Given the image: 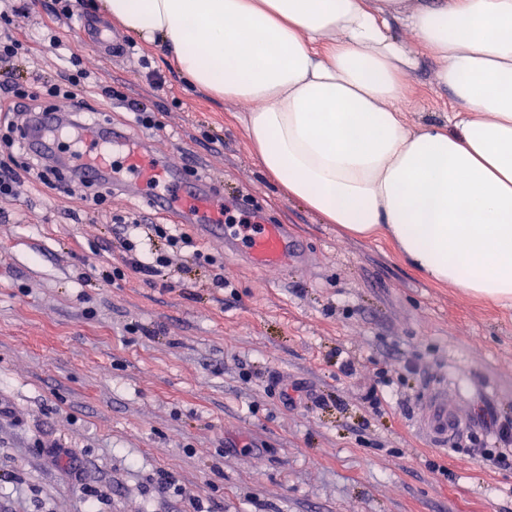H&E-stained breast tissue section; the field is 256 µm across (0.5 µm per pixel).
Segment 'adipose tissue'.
Instances as JSON below:
<instances>
[{"instance_id":"adipose-tissue-1","label":"adipose tissue","mask_w":512,"mask_h":512,"mask_svg":"<svg viewBox=\"0 0 512 512\" xmlns=\"http://www.w3.org/2000/svg\"><path fill=\"white\" fill-rule=\"evenodd\" d=\"M187 86L247 102L260 171L426 279L512 304V0H99ZM404 27L411 41L396 32ZM431 60L448 119L408 127Z\"/></svg>"}]
</instances>
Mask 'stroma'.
Wrapping results in <instances>:
<instances>
[{"mask_svg":"<svg viewBox=\"0 0 512 512\" xmlns=\"http://www.w3.org/2000/svg\"><path fill=\"white\" fill-rule=\"evenodd\" d=\"M122 40L117 64L77 51L86 120L131 131L125 105H144L159 149L217 175L235 218L288 225L303 260L256 271L190 224L209 262L130 237L114 215L174 220L146 191L97 206L26 178L0 198V512H512V468L479 454L512 416V306L432 283L389 241L288 199L251 153L248 104L188 89L162 50ZM59 66L39 48L14 68L35 88ZM406 98L409 124L447 120L430 62ZM151 252L171 256L162 275L127 270ZM434 383L468 399L455 452L414 426Z\"/></svg>","mask_w":512,"mask_h":512,"instance_id":"35a3bbf8","label":"stroma"}]
</instances>
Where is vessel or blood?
I'll use <instances>...</instances> for the list:
<instances>
[{
	"label": "vessel or blood",
	"mask_w": 512,
	"mask_h": 512,
	"mask_svg": "<svg viewBox=\"0 0 512 512\" xmlns=\"http://www.w3.org/2000/svg\"><path fill=\"white\" fill-rule=\"evenodd\" d=\"M73 30L81 46L89 49L117 40L104 25L85 17L75 20ZM63 159L85 178L112 179L115 187L131 197L139 195L145 186H154L151 204L155 209L174 213L179 223L198 225L207 238L223 241L228 250H235L236 233L224 224L222 202L215 196L211 180L187 179L183 169L159 154L149 141H132L121 130L99 125L91 137L82 140L78 150L64 154ZM299 255V246L291 240L287 225L252 226L247 248L251 267L285 265ZM417 425L431 446L448 448L464 437L469 422L458 405L449 403L443 391L432 386L424 396Z\"/></svg>",
	"instance_id": "b4317fda"
}]
</instances>
